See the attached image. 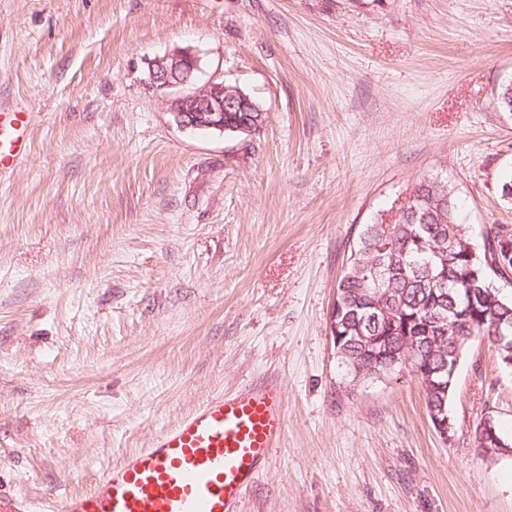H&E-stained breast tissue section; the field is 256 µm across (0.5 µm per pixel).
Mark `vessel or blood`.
<instances>
[{"mask_svg":"<svg viewBox=\"0 0 512 512\" xmlns=\"http://www.w3.org/2000/svg\"><path fill=\"white\" fill-rule=\"evenodd\" d=\"M32 116L0 108V174L29 152ZM284 386L267 380L214 395L150 447L126 454L86 492L44 512H239L283 436ZM27 496L0 486V512H33Z\"/></svg>","mask_w":512,"mask_h":512,"instance_id":"vessel-or-blood-1","label":"vessel or blood"}]
</instances>
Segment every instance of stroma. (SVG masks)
<instances>
[{
    "instance_id": "stroma-1",
    "label": "stroma",
    "mask_w": 512,
    "mask_h": 512,
    "mask_svg": "<svg viewBox=\"0 0 512 512\" xmlns=\"http://www.w3.org/2000/svg\"><path fill=\"white\" fill-rule=\"evenodd\" d=\"M242 89L252 135L179 126L173 48ZM512 0H0V484L85 491L212 395L284 384L285 434L240 512H512V370L465 352L434 428L408 373L351 387L330 332L363 225L445 181L475 242L512 235ZM31 112L0 108V174L11 170L29 152ZM493 423H494V427H493ZM480 431L484 432L485 438H488V441L495 440V442H498L499 446H500L498 448L497 447L498 443L494 444V441L487 443V446H483L482 441L484 438H483V436H480L479 430L476 429V431H475L476 448H478V449L482 448L481 453L484 456L495 457L497 455H503V454H505L504 452H502L504 448H512V444L503 438L499 429L497 428L496 423L493 422L492 419H490V418L485 419L481 423ZM503 443L505 444L504 448L501 447L503 445Z\"/></svg>"
}]
</instances>
